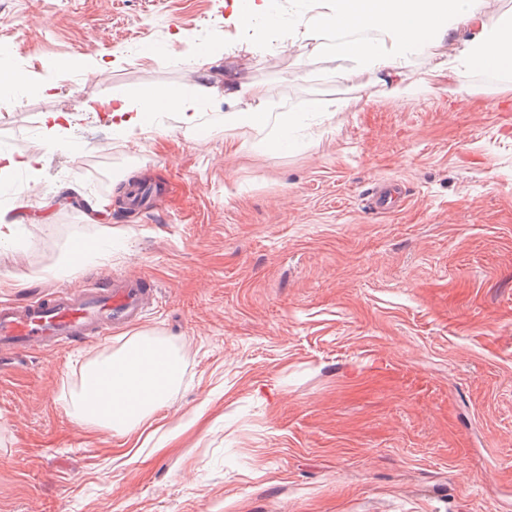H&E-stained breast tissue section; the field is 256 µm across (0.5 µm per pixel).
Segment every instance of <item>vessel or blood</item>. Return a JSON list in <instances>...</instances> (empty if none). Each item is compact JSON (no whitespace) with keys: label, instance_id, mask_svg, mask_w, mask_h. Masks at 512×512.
I'll use <instances>...</instances> for the list:
<instances>
[{"label":"vessel or blood","instance_id":"1","mask_svg":"<svg viewBox=\"0 0 512 512\" xmlns=\"http://www.w3.org/2000/svg\"><path fill=\"white\" fill-rule=\"evenodd\" d=\"M396 203L387 182L375 184L371 210L386 212ZM156 294L143 277L101 272L77 289L60 288L22 303L0 301V367L6 355L18 351L62 348L136 325Z\"/></svg>","mask_w":512,"mask_h":512}]
</instances>
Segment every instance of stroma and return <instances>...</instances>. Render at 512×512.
I'll list each match as a JSON object with an SVG mask.
<instances>
[{
	"mask_svg": "<svg viewBox=\"0 0 512 512\" xmlns=\"http://www.w3.org/2000/svg\"><path fill=\"white\" fill-rule=\"evenodd\" d=\"M230 12L0 0V70L33 78L0 92V150L43 159L0 182L19 225L0 301L100 271L159 290L139 325L0 371V512H512V83L464 70L400 101L374 74L334 78L336 33L275 51ZM203 30L212 63L196 59ZM229 82L276 114L372 97L302 115L278 148L275 125H225ZM149 86L197 98V129L159 112L122 132L81 109ZM49 112L70 115L52 134ZM162 175L173 201L131 209L128 182ZM379 180L401 186L399 209L371 213ZM77 238L93 251L72 273ZM136 335L171 348L182 378L120 436L72 401ZM362 101L363 97L357 96L352 98H336V100L330 101L325 105H322L320 102H308L304 107L291 112H322L323 110H328L329 107H333L334 112H345L360 106Z\"/></svg>",
	"mask_w": 512,
	"mask_h": 512,
	"instance_id": "35a3bbf8",
	"label": "stroma"
}]
</instances>
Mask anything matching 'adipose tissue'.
Here are the masks:
<instances>
[{"label": "adipose tissue", "mask_w": 512, "mask_h": 512, "mask_svg": "<svg viewBox=\"0 0 512 512\" xmlns=\"http://www.w3.org/2000/svg\"><path fill=\"white\" fill-rule=\"evenodd\" d=\"M314 2L309 14L295 22L292 37L309 43L328 31H339L335 54L342 65L335 72L336 79H348L354 69L383 71L390 79V96L407 100L438 91V78L461 70L512 73V12L490 14L487 0ZM461 27L469 30V38L452 53H445L450 32ZM428 51L442 55L436 68L418 74L411 83L399 81L401 70ZM227 97L238 107L225 116V124L263 127L273 122L280 140H287L294 116L272 117L263 105L261 89L243 85ZM157 102L163 111L176 113L185 126L196 127L195 101L167 88H146L137 107L124 98L108 96L85 104L84 109L107 113L113 127L128 130L143 125L145 110ZM98 368L111 377V390L93 401L80 398L81 417L121 435L142 425L180 378L177 360L146 336L131 338L112 358L99 362Z\"/></svg>", "instance_id": "1"}]
</instances>
